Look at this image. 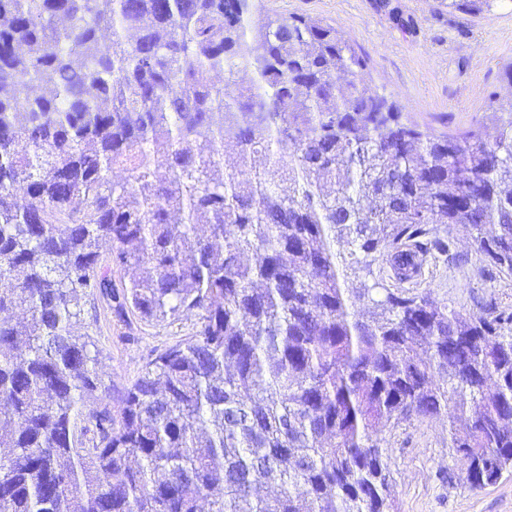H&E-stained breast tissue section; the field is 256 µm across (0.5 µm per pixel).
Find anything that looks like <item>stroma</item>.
Returning a JSON list of instances; mask_svg holds the SVG:
<instances>
[{
    "mask_svg": "<svg viewBox=\"0 0 512 512\" xmlns=\"http://www.w3.org/2000/svg\"><path fill=\"white\" fill-rule=\"evenodd\" d=\"M275 15H300L336 28L367 59L365 83L402 109L405 122L442 135L481 129L495 139L499 126L487 111L491 94L512 93V0L464 14L448 0H265ZM430 237L450 240L448 254L428 259L421 279L403 284L388 257L372 265V281L415 293L464 312L512 309V275L500 273L458 225L432 224ZM85 310L99 352L98 372L112 399L140 375L156 352L188 339L192 325L118 321L100 297ZM392 496L398 512H512V474L495 485L470 489L465 466L448 450V418L415 419L387 429Z\"/></svg>",
    "mask_w": 512,
    "mask_h": 512,
    "instance_id": "obj_1",
    "label": "stroma"
}]
</instances>
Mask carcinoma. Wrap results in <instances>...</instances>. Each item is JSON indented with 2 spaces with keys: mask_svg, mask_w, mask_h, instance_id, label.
<instances>
[{
  "mask_svg": "<svg viewBox=\"0 0 512 512\" xmlns=\"http://www.w3.org/2000/svg\"><path fill=\"white\" fill-rule=\"evenodd\" d=\"M366 68L262 0H0V512H395L372 433L443 413L471 488L512 473V311L344 287L428 224L512 275V96L436 136ZM91 295L193 319L115 412Z\"/></svg>",
  "mask_w": 512,
  "mask_h": 512,
  "instance_id": "obj_1",
  "label": "carcinoma"
}]
</instances>
